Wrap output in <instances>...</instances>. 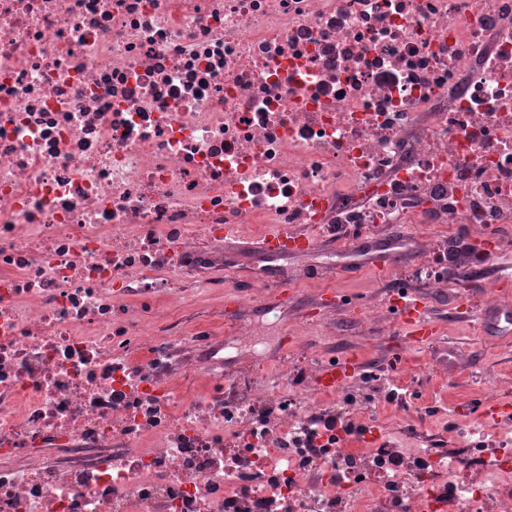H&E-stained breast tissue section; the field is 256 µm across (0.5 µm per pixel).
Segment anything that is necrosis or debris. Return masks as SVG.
<instances>
[{
	"label": "necrosis or debris",
	"mask_w": 512,
	"mask_h": 512,
	"mask_svg": "<svg viewBox=\"0 0 512 512\" xmlns=\"http://www.w3.org/2000/svg\"><path fill=\"white\" fill-rule=\"evenodd\" d=\"M512 250V0H0V512H512L484 429L399 446L256 325L224 228ZM202 377L187 395L182 379Z\"/></svg>",
	"instance_id": "necrosis-or-debris-1"
}]
</instances>
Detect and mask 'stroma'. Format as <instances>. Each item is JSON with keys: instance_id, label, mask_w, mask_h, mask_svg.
Wrapping results in <instances>:
<instances>
[{"instance_id": "1", "label": "stroma", "mask_w": 512, "mask_h": 512, "mask_svg": "<svg viewBox=\"0 0 512 512\" xmlns=\"http://www.w3.org/2000/svg\"><path fill=\"white\" fill-rule=\"evenodd\" d=\"M422 242L441 250L449 260L457 249L472 244L470 234L447 224H398L333 248L319 247L277 261L228 246L225 278L235 279L243 288L254 273L270 280L286 273L297 280L295 297L282 305L271 298L236 310L227 304L226 294L217 292L184 306L173 302L169 308L181 311L190 326L207 322L221 331L231 319L264 324L255 351L288 357L304 352L306 368L313 372L330 356H359L366 371L393 381L401 396L389 399L385 390L370 387L359 374L346 382V390L356 397L372 396L365 419L379 432L399 429L406 445L454 446L470 426L512 437V420L482 414L490 404L512 405V341L492 339L477 318L462 320L452 312L465 288L474 304L495 299L491 269L463 282L432 284L413 278V286L427 295L431 313L441 324L437 339L430 343L410 344L398 324L382 327L367 320L369 310L383 305L385 289L416 268ZM275 306L282 307L287 326L275 323L270 315ZM410 411L419 415L420 424L406 422Z\"/></svg>"}]
</instances>
